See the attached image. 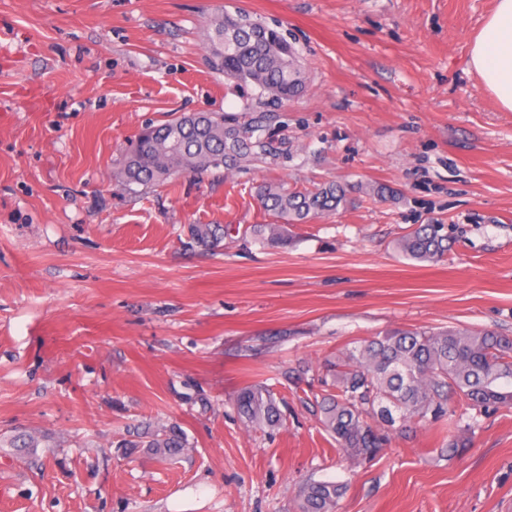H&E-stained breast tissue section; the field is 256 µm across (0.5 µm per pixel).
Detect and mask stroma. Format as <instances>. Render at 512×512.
<instances>
[{"instance_id":"1","label":"stroma","mask_w":512,"mask_h":512,"mask_svg":"<svg viewBox=\"0 0 512 512\" xmlns=\"http://www.w3.org/2000/svg\"><path fill=\"white\" fill-rule=\"evenodd\" d=\"M494 0H0V512H512V404L467 430L423 421L355 461L314 405L346 345L397 329L512 337V112L470 66ZM241 10L299 52L306 88L268 105L276 159L154 188L114 174L147 126L240 112L209 63ZM264 182L351 187L278 246L190 224H272ZM386 187L384 197L369 194ZM443 224L440 262L395 242ZM303 370L302 379L293 371ZM284 398L273 430L237 392ZM179 425L172 461L119 448ZM40 441L27 453L18 432ZM463 441L455 455L448 440ZM228 226L221 224H190L187 231L189 239L200 247H210L230 235ZM280 401L262 383L242 388L235 399L237 411L246 422L261 429L273 430L283 421ZM343 487L329 481H311L301 491L300 512H336Z\"/></svg>"}]
</instances>
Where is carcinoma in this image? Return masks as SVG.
Instances as JSON below:
<instances>
[{
	"label": "carcinoma",
	"instance_id": "1",
	"mask_svg": "<svg viewBox=\"0 0 512 512\" xmlns=\"http://www.w3.org/2000/svg\"><path fill=\"white\" fill-rule=\"evenodd\" d=\"M209 63L227 82L252 87L243 112H199L179 115L150 128L132 142L118 171L123 183L158 186L182 173L212 168L234 170L245 162L279 155L270 134L267 102L286 103L303 93L305 72L294 47L275 29L250 14L227 11L207 24ZM349 188L324 184L310 191L263 183L257 198L287 224H306L338 211L348 202ZM443 224H420L400 238L398 253L407 260L437 262L448 253ZM189 239L210 247L230 235L221 224H190ZM243 235L285 244L281 224H251ZM460 397L477 415L512 404V338L468 329L396 330L380 338L353 343L336 357V370L325 393L315 398L324 430L340 449L365 460L384 447L389 436L372 422L407 427L415 421L438 420L450 412L449 400ZM237 411L249 424L273 430L283 421L280 401L261 383L242 388ZM123 448H146L173 460L190 447L177 426L159 428L146 440H129ZM343 487L311 481L301 491L299 512H336Z\"/></svg>",
	"mask_w": 512,
	"mask_h": 512
}]
</instances>
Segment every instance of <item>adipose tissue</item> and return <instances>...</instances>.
Instances as JSON below:
<instances>
[{"mask_svg":"<svg viewBox=\"0 0 512 512\" xmlns=\"http://www.w3.org/2000/svg\"><path fill=\"white\" fill-rule=\"evenodd\" d=\"M470 65L500 108L512 112V0H495L472 43Z\"/></svg>","mask_w":512,"mask_h":512,"instance_id":"adipose-tissue-1","label":"adipose tissue"}]
</instances>
